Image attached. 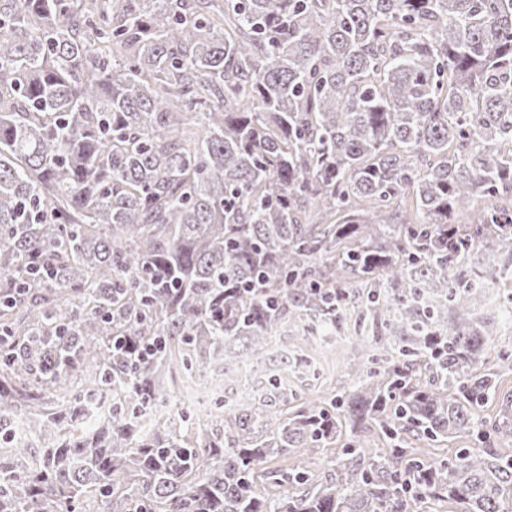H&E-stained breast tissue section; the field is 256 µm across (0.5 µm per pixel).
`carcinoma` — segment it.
Instances as JSON below:
<instances>
[{
	"label": "carcinoma",
	"mask_w": 512,
	"mask_h": 512,
	"mask_svg": "<svg viewBox=\"0 0 512 512\" xmlns=\"http://www.w3.org/2000/svg\"><path fill=\"white\" fill-rule=\"evenodd\" d=\"M487 250L512 279V0H0V512H512L509 404L409 451L497 391ZM347 306L344 396L141 422ZM303 448L340 477L261 469ZM474 437L468 433L458 435L448 442H434L426 439H420L410 445V450L414 457H419L427 461L447 460L453 456L457 448H470L473 446Z\"/></svg>",
	"instance_id": "obj_1"
}]
</instances>
